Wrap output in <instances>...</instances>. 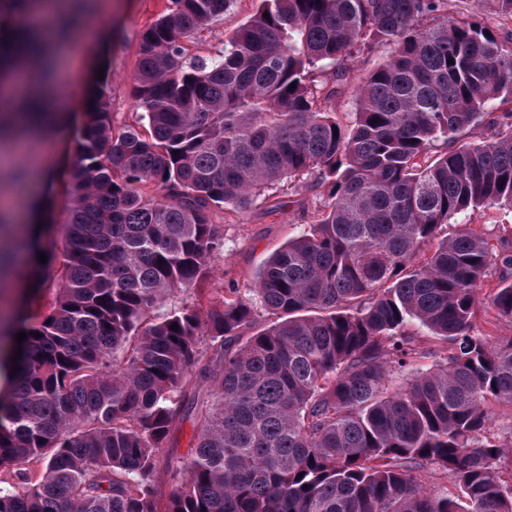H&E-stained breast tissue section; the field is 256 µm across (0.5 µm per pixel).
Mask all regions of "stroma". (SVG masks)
Wrapping results in <instances>:
<instances>
[{
    "mask_svg": "<svg viewBox=\"0 0 512 512\" xmlns=\"http://www.w3.org/2000/svg\"><path fill=\"white\" fill-rule=\"evenodd\" d=\"M259 0H235L223 17L217 18L188 44L191 53L210 55L223 48L225 41L256 11ZM173 8V0H102L100 13L105 20L103 39L98 44L69 41L57 58L60 74L58 88L63 98L85 102L90 88L91 70H103L112 112V125L123 129L136 125L140 111L132 96V87L140 54L142 31ZM387 56L386 48L362 55L349 65L347 80L334 100L331 111L342 122L353 119L356 86ZM326 194L304 181L284 188L265 191L248 209L216 210L215 223L224 229V247L211 262L208 280L184 292L188 301L205 304L210 293L221 287L225 271H232L240 287H249L259 264L278 247L311 223L325 205ZM457 225L486 234L493 244L512 251V211L481 207L458 215ZM494 279L478 289L480 306L476 330L494 342L512 339V321L499 318L490 304Z\"/></svg>",
    "mask_w": 512,
    "mask_h": 512,
    "instance_id": "obj_1",
    "label": "stroma"
}]
</instances>
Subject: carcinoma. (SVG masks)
Masks as SVG:
<instances>
[{"mask_svg": "<svg viewBox=\"0 0 512 512\" xmlns=\"http://www.w3.org/2000/svg\"><path fill=\"white\" fill-rule=\"evenodd\" d=\"M33 2L0 0V53L23 25L54 36ZM232 3L173 0L142 31L148 135L115 130L97 87L62 252L38 224L16 244L40 283L62 269L53 308L20 321L0 398V478L19 487L0 512H512L489 412L512 402V339L474 326L497 265L492 305L512 321V254L445 232L512 208V112L488 111L512 97V29L488 23L512 22V0H260L215 57L188 55ZM378 47L346 128L329 81ZM483 125L495 136L469 140ZM301 179L327 203L250 287L159 312L209 277L214 210ZM260 309L277 317L264 329ZM414 322L443 345L419 347ZM184 421L191 456L164 498L152 476ZM426 465L462 498L427 491Z\"/></svg>", "mask_w": 512, "mask_h": 512, "instance_id": "obj_1", "label": "carcinoma"}]
</instances>
